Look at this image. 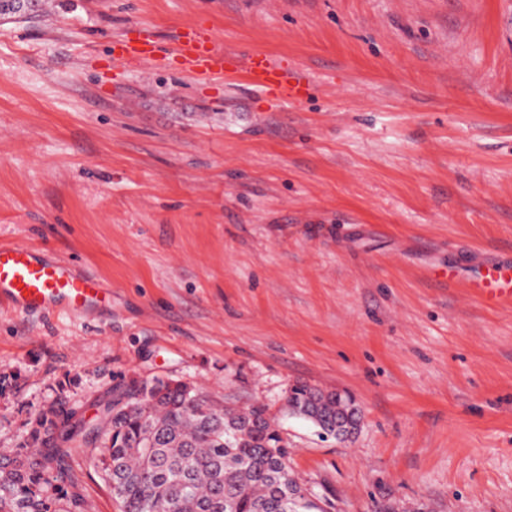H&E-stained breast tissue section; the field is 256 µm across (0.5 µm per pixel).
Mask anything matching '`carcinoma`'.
Wrapping results in <instances>:
<instances>
[{"mask_svg":"<svg viewBox=\"0 0 512 512\" xmlns=\"http://www.w3.org/2000/svg\"><path fill=\"white\" fill-rule=\"evenodd\" d=\"M286 406L336 430V392L292 386ZM50 408L30 443L0 454V512H88L71 467L76 454L100 455L102 478L123 512H301V487L288 450L262 406L228 411L180 381L132 383L112 397L101 438Z\"/></svg>","mask_w":512,"mask_h":512,"instance_id":"carcinoma-1","label":"carcinoma"}]
</instances>
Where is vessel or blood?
Instances as JSON below:
<instances>
[{"label":"vessel or blood","instance_id":"obj_1","mask_svg":"<svg viewBox=\"0 0 512 512\" xmlns=\"http://www.w3.org/2000/svg\"><path fill=\"white\" fill-rule=\"evenodd\" d=\"M178 50L189 72L221 77L233 54L224 46L191 32L178 36ZM256 93L278 92L284 101L302 99L310 86L301 71L288 69L269 54L256 52L245 63ZM472 294L488 307H512V262L501 261L469 284ZM97 279L62 261L43 257L34 246L0 245V302L23 314L64 310L86 314L101 299Z\"/></svg>","mask_w":512,"mask_h":512}]
</instances>
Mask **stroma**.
<instances>
[{
  "label": "stroma",
  "mask_w": 512,
  "mask_h": 512,
  "mask_svg": "<svg viewBox=\"0 0 512 512\" xmlns=\"http://www.w3.org/2000/svg\"><path fill=\"white\" fill-rule=\"evenodd\" d=\"M52 2L0 24V244L110 296L0 306V453L56 402L172 379L265 406L306 512H512V308L467 289L512 252V0ZM190 29L308 98L188 76ZM298 382L355 399L353 441L285 415ZM245 66L249 85L258 94L275 91L284 101L297 102L309 89L310 80L303 72L288 69L267 53H253Z\"/></svg>",
  "instance_id": "obj_1"
}]
</instances>
